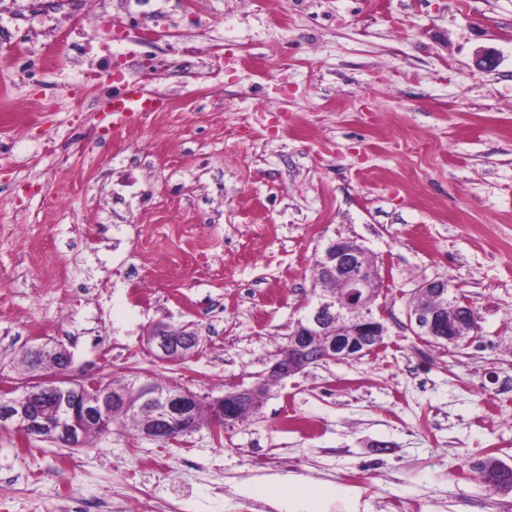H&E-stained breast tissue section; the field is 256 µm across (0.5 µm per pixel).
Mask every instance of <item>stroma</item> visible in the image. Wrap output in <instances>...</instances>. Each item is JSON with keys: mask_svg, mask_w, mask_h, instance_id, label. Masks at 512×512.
Wrapping results in <instances>:
<instances>
[{"mask_svg": "<svg viewBox=\"0 0 512 512\" xmlns=\"http://www.w3.org/2000/svg\"><path fill=\"white\" fill-rule=\"evenodd\" d=\"M81 8L0 0V382L48 344L104 382L252 386L340 237L377 263L392 352L308 366L218 437L120 429L68 448L0 428L10 512H58L61 491L95 512H512V490L455 477L490 457L512 468V0H141L146 25L234 64L168 55L145 87L164 110L117 129L91 94L34 107L100 55L73 48L35 85L6 57L19 39L50 50L40 19ZM189 8L204 31L183 29ZM62 126L55 154L34 153ZM430 281L471 302L474 342L417 335L407 313ZM161 320L194 322L197 354L155 357L144 337ZM284 476L333 493L282 501Z\"/></svg>", "mask_w": 512, "mask_h": 512, "instance_id": "35a3bbf8", "label": "stroma"}]
</instances>
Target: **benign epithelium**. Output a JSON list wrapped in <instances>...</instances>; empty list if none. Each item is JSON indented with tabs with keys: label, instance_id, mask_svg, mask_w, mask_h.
Listing matches in <instances>:
<instances>
[{
	"label": "benign epithelium",
	"instance_id": "1",
	"mask_svg": "<svg viewBox=\"0 0 512 512\" xmlns=\"http://www.w3.org/2000/svg\"><path fill=\"white\" fill-rule=\"evenodd\" d=\"M319 265L329 278L336 281V294L323 291L317 293L312 306L297 321L288 340L287 350L278 355L270 370V373L281 379L297 373V364L307 366L312 363L308 350L310 337L322 331H329L331 336L323 359L333 361L360 356L356 352V339L362 336L379 338L386 333L384 323L373 312L378 271L366 263L365 252L361 247L349 238L336 240L319 257ZM409 321L424 336L446 340L454 336L477 338V314L474 311L462 321L455 313L446 318L434 306L415 301L410 308ZM173 329L192 336L198 335L192 322L165 324L154 328L147 336V346L156 357L164 360L184 359L198 351L196 347L188 352L174 349L170 341ZM72 363V357L69 356L66 369L61 374L41 369L22 386L1 387L0 422L14 424L29 436H51L70 447L80 446L81 437L73 430L71 422L58 413L49 414L41 410L33 401V397L47 382H54L56 387L72 390L77 394L84 388L99 386V381L74 373ZM259 388L260 385L256 384L208 400L182 388H174L163 395L151 394L147 396L146 403L156 412L160 424L143 432L142 437L150 440H172L174 435L168 433L172 425L189 434L193 433L198 426L191 423L192 415L202 403L207 404L210 409L208 422L213 433L218 436L224 428L237 422L239 405L250 400Z\"/></svg>",
	"mask_w": 512,
	"mask_h": 512
}]
</instances>
